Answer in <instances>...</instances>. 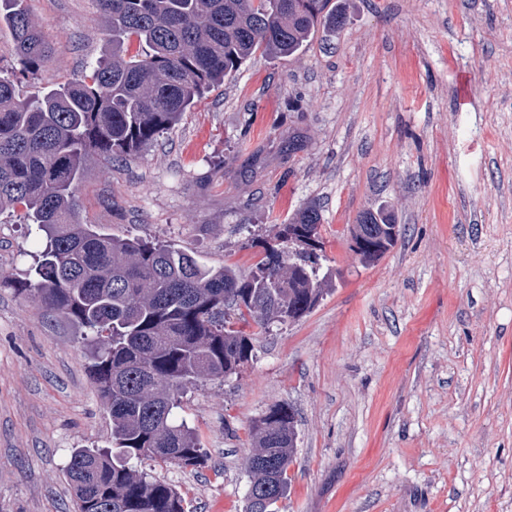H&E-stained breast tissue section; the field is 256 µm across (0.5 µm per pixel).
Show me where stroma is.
I'll list each match as a JSON object with an SVG mask.
<instances>
[{
  "label": "stroma",
  "instance_id": "35a3bbf8",
  "mask_svg": "<svg viewBox=\"0 0 512 512\" xmlns=\"http://www.w3.org/2000/svg\"><path fill=\"white\" fill-rule=\"evenodd\" d=\"M346 26L300 55L259 57L147 148L76 190L84 223L168 241L249 273L307 203L332 289L253 328L239 373L187 389L197 467L136 460L185 512H243L250 423L285 405L298 437L279 512H512V0H335ZM50 46L35 98L111 51L98 0H27ZM402 234L371 264L365 211ZM42 241L0 214V512H75L71 449L108 448L111 419L64 318L11 287Z\"/></svg>",
  "mask_w": 512,
  "mask_h": 512
}]
</instances>
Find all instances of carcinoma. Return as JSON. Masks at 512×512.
I'll list each match as a JSON object with an SVG mask.
<instances>
[{
  "label": "carcinoma",
  "instance_id": "carcinoma-1",
  "mask_svg": "<svg viewBox=\"0 0 512 512\" xmlns=\"http://www.w3.org/2000/svg\"><path fill=\"white\" fill-rule=\"evenodd\" d=\"M22 71L44 65L48 44L26 0H0ZM112 53L89 73L22 98L0 75V213L19 208L45 235L34 276L17 291L66 318L88 348L90 377L112 417V447L75 448L67 466L77 512H184L172 487L130 461L150 457L197 466L204 452L186 422L174 419L183 392L224 378L252 358L244 327L295 321L332 285L321 272V216L301 208L278 225L272 243L244 276L235 263L208 266L170 244L119 238L80 219L75 190L87 162L137 153L224 79L257 55L303 52L318 27L338 30L347 16L330 0H99ZM365 262L378 259L391 216L357 219ZM246 512H278L288 495L297 430L294 412L271 409L249 427Z\"/></svg>",
  "mask_w": 512,
  "mask_h": 512
}]
</instances>
